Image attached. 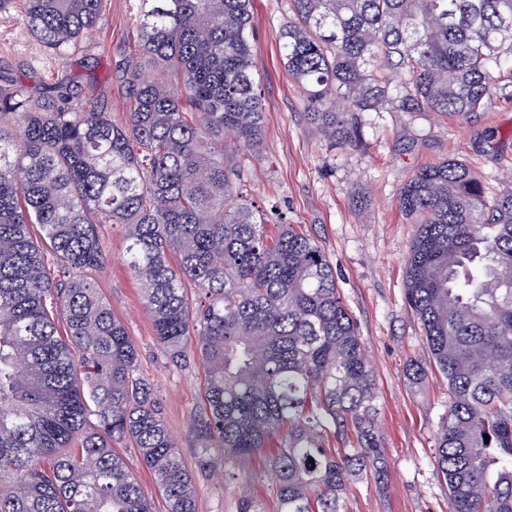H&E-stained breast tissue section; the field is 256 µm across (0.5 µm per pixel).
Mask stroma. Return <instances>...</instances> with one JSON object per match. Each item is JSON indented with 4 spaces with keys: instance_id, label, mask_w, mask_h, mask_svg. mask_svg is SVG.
I'll return each instance as SVG.
<instances>
[{
    "instance_id": "35a3bbf8",
    "label": "stroma",
    "mask_w": 512,
    "mask_h": 512,
    "mask_svg": "<svg viewBox=\"0 0 512 512\" xmlns=\"http://www.w3.org/2000/svg\"><path fill=\"white\" fill-rule=\"evenodd\" d=\"M140 0H102L95 29L55 52L28 34L20 6L0 12V72L16 76L31 96L69 78L75 97L99 99L115 122L126 118V99L113 75L134 58ZM253 74L264 93L265 122L258 146L239 147L224 136V157L244 174L250 202L314 238L336 270L344 303L357 323L375 383L377 428L386 454L384 477H355L343 512H448V485L435 461V445L451 394L430 354L424 329L405 298V262L417 226L397 203L414 173L456 159L478 173L491 193L512 190V79L502 81L475 117L433 112L361 113L360 139L347 145L320 134L279 55L289 0H252ZM104 264L96 286L139 351V374L163 405L165 424L188 469L196 467L190 416L204 405L200 361L179 368L158 346L142 290L123 262L126 231L102 224ZM427 363L410 379L412 360ZM269 449L226 460L227 478L197 483L203 512H236L240 493L253 494L276 512Z\"/></svg>"
}]
</instances>
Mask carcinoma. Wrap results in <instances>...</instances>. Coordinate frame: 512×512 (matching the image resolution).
I'll return each mask as SVG.
<instances>
[{
	"instance_id": "cac0c4a2",
	"label": "carcinoma",
	"mask_w": 512,
	"mask_h": 512,
	"mask_svg": "<svg viewBox=\"0 0 512 512\" xmlns=\"http://www.w3.org/2000/svg\"><path fill=\"white\" fill-rule=\"evenodd\" d=\"M290 5L283 65L310 123L343 144L359 137L356 112L476 114L512 57V0ZM99 6L26 0L22 21L59 50ZM252 19L251 0H142L139 59L115 72L130 103L120 125L64 82L35 102L0 75V116L18 117L0 125V512H152L112 449L124 438L167 512H199L198 478L273 439L277 512H342L351 477L383 473L372 370L328 257L290 224L268 236L224 161V133L250 148L263 128ZM398 203L420 224L406 300L451 394L435 452L448 512H512V190L490 199L467 164L444 160L410 177ZM95 215L127 229L157 343L205 367L194 473L89 277L103 265ZM32 224L81 277L53 280ZM187 280L203 304H190ZM330 430L353 448L327 453Z\"/></svg>"
}]
</instances>
